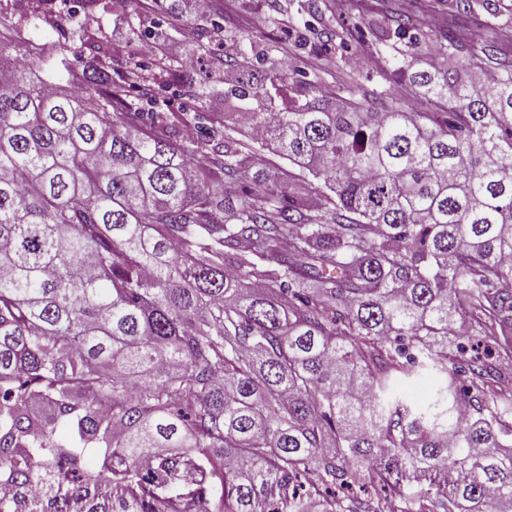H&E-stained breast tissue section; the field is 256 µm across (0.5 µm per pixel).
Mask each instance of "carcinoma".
I'll use <instances>...</instances> for the list:
<instances>
[{"label":"carcinoma","instance_id":"carcinoma-1","mask_svg":"<svg viewBox=\"0 0 512 512\" xmlns=\"http://www.w3.org/2000/svg\"><path fill=\"white\" fill-rule=\"evenodd\" d=\"M75 38L32 55L0 6V512H205L217 481L223 512H512V389L448 369L459 321L512 358V73L459 82L449 35L402 70L444 114L289 98L275 63L221 112H143L104 31ZM262 152L279 166L291 172L292 177L288 180V193L295 196L315 197L317 191L325 190L323 184L320 181L314 179L307 172L301 171L297 166L293 165L288 160L269 154L267 151ZM434 381L431 378H415L398 384L397 394L408 403H421L431 394Z\"/></svg>","mask_w":512,"mask_h":512}]
</instances>
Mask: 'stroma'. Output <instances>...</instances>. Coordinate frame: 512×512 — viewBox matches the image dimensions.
I'll return each instance as SVG.
<instances>
[{
	"mask_svg": "<svg viewBox=\"0 0 512 512\" xmlns=\"http://www.w3.org/2000/svg\"><path fill=\"white\" fill-rule=\"evenodd\" d=\"M210 14L223 26L221 33L200 34L197 26H181L170 32L171 42L181 47V59L190 61L184 80L175 90L160 92V99L176 112H215L224 93V69L233 59L287 63L292 79L331 89L343 96L352 89L355 97L372 98L399 93L400 70L420 67L425 47L444 41L447 31L460 34L459 48L448 63L461 77L469 75V53L473 48L494 46L496 68L512 67V43L502 40L512 31V0H471L469 15H460L457 0H212ZM405 14L417 21L422 46L409 50L391 24ZM164 10L149 5L122 15L105 9L94 17L78 20L69 5H62L55 24L32 23L30 36L51 47L71 37L77 24L102 28L119 48L112 68L114 78L146 74L153 68L150 33L166 23ZM366 58L364 66L347 65L352 55ZM211 91L207 106H200L201 87Z\"/></svg>",
	"mask_w": 512,
	"mask_h": 512,
	"instance_id": "obj_1",
	"label": "stroma"
}]
</instances>
